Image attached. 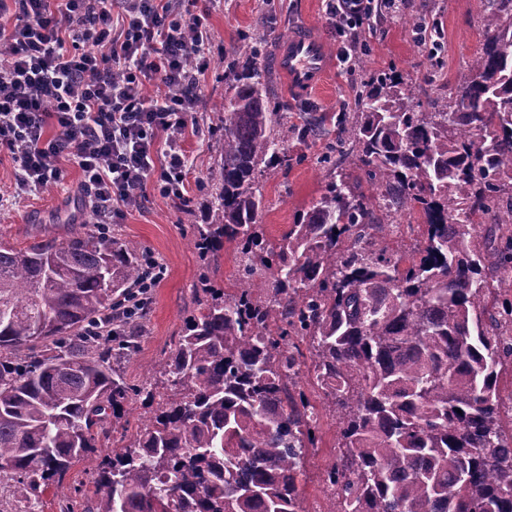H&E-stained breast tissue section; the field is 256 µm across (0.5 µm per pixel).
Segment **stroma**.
Instances as JSON below:
<instances>
[{
  "mask_svg": "<svg viewBox=\"0 0 512 512\" xmlns=\"http://www.w3.org/2000/svg\"><path fill=\"white\" fill-rule=\"evenodd\" d=\"M486 2L407 0L398 13L375 5L373 13L352 29L365 62L347 65L337 59L341 38L325 0H206V21L213 33L211 65L200 78V110L188 116L182 141L189 161V202L183 205L152 194L140 209L112 227L113 236L136 242L165 268L162 282L150 295L141 348L124 365L130 384L139 386L151 379L174 336L197 308L192 288L206 262L192 239L194 226L203 216L202 186L218 154L210 131L227 92L224 74L230 64L255 59L271 97L289 122L311 118L324 123L332 135L336 128L331 115L353 109L357 93L376 70L402 75L422 103L446 101L458 75L484 46ZM414 16L423 19L428 31L437 33L436 50L423 47L410 23ZM302 25L324 37L335 61L319 90L295 95L275 73L273 57L288 31ZM324 145L321 139L305 146L289 141L287 162L263 174L261 222L267 238L279 239L321 196L327 182V170L319 163ZM14 171L11 155L0 153V244L19 249L34 236L46 233L62 239L82 225L95 223L89 200L77 189L80 172L73 164L64 163L61 184L25 197L14 194ZM300 385L320 417L322 436L319 447L309 449L299 477L303 506L306 512H336L338 502L322 480L326 464L336 453V423L312 379L302 377ZM89 488L88 465L81 462L70 469L60 486L33 501L27 500L18 484L0 486V512H18L27 505L32 512H83V493Z\"/></svg>",
  "mask_w": 512,
  "mask_h": 512,
  "instance_id": "obj_1",
  "label": "stroma"
}]
</instances>
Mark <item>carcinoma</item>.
Masks as SVG:
<instances>
[{
	"instance_id": "1",
	"label": "carcinoma",
	"mask_w": 512,
	"mask_h": 512,
	"mask_svg": "<svg viewBox=\"0 0 512 512\" xmlns=\"http://www.w3.org/2000/svg\"><path fill=\"white\" fill-rule=\"evenodd\" d=\"M496 2L442 108L371 77L336 119L323 194L275 242L259 177L288 137L319 129L288 124L255 66L229 73L194 247L215 259L232 245L239 288L199 276L198 312L153 373L162 392L118 368L140 347L136 316L116 314L141 280L139 245L84 227L0 246V484L38 497L89 461L83 512H304L297 478L319 430L299 386L305 340L336 419L324 484L338 512H512V209L481 221L512 182V17ZM347 162L370 193L345 181ZM403 210L422 213L423 240L376 247ZM143 393L156 409L110 441Z\"/></svg>"
}]
</instances>
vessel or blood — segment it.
<instances>
[{
	"label": "vessel or blood",
	"instance_id": "1",
	"mask_svg": "<svg viewBox=\"0 0 512 512\" xmlns=\"http://www.w3.org/2000/svg\"><path fill=\"white\" fill-rule=\"evenodd\" d=\"M274 67L294 93L306 94L320 88L331 67L324 39L306 30L290 32L278 45Z\"/></svg>",
	"mask_w": 512,
	"mask_h": 512
}]
</instances>
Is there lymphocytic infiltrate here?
Wrapping results in <instances>:
<instances>
[{
	"label": "lymphocytic infiltrate",
	"instance_id": "obj_1",
	"mask_svg": "<svg viewBox=\"0 0 512 512\" xmlns=\"http://www.w3.org/2000/svg\"><path fill=\"white\" fill-rule=\"evenodd\" d=\"M5 14L0 152L16 194L60 184L73 161L102 234L148 193L185 200L179 137L210 65L201 15L186 0H0Z\"/></svg>",
	"mask_w": 512,
	"mask_h": 512
}]
</instances>
